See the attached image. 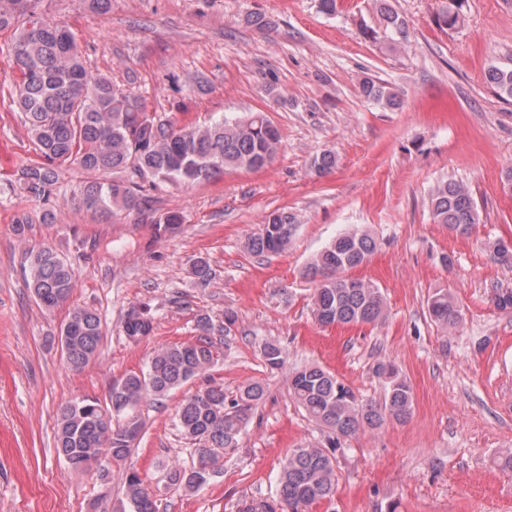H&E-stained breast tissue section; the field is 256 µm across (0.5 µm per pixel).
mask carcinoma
Instances as JSON below:
<instances>
[{
  "instance_id": "carcinoma-1",
  "label": "carcinoma",
  "mask_w": 512,
  "mask_h": 512,
  "mask_svg": "<svg viewBox=\"0 0 512 512\" xmlns=\"http://www.w3.org/2000/svg\"><path fill=\"white\" fill-rule=\"evenodd\" d=\"M34 0H0V30L15 29L13 55L17 71V103L25 115L28 134L40 160L24 166L20 187L37 201L48 203L56 194L60 169L77 164L93 178L81 189L86 209L95 213H140L149 204V191L163 183L192 184L208 180L227 168L258 170L272 163L281 144L279 129L262 112L224 116L207 125L180 127L147 112L144 100L116 86L108 77L89 70L74 33L64 24L39 17ZM388 48L397 51L410 41L406 20L390 0H374ZM461 0H449L436 18L442 29L456 27ZM488 82L503 99H512V68L493 66ZM358 92L367 102L389 109L401 106L400 96L374 77L359 81ZM336 168V155L326 149L312 161L316 176ZM429 207L433 219L448 230L467 235L479 221L470 187L442 179L431 189ZM300 223L286 209L269 213L258 233L250 236L246 250L254 256L277 253L288 247ZM377 242L366 231L350 230L336 236L312 259L308 272L315 281L312 314L322 325H365L381 321L387 302L381 290L346 272L361 266L376 251ZM27 283L35 299L46 309L65 304L73 288L67 259L44 247L27 258ZM191 274L200 283L213 278L203 257L192 260ZM430 319L442 331L455 329L460 306L446 288L427 299ZM203 334L190 343L173 344L155 352L146 369L132 372L112 384L109 405L91 399L72 401L57 413L55 449L73 469L87 470L109 455L126 459L143 423L135 415L140 403L159 400L187 381L206 374L215 360V327L201 319ZM153 322L137 310L127 313L123 332L130 341L150 335ZM66 364L85 367L98 353L103 330L98 315L75 307L59 333ZM263 358L272 370L284 368L288 350L278 341L262 346ZM373 372L383 387V400L368 401L332 372L307 365L289 376V391L315 423L336 437H351L381 428L386 422L402 424L412 414V387L391 360H381ZM259 382L238 388L233 396L224 386L208 383L186 396L175 411L176 425L197 445V461L189 469L168 473L170 484L188 490L205 485L215 472L217 451L238 446L253 411L264 399ZM335 457L325 448L300 445L283 460L276 476V495L244 500L238 512H308L320 501L336 496ZM127 506L132 512H157L156 500L136 469L121 477Z\"/></svg>"
}]
</instances>
